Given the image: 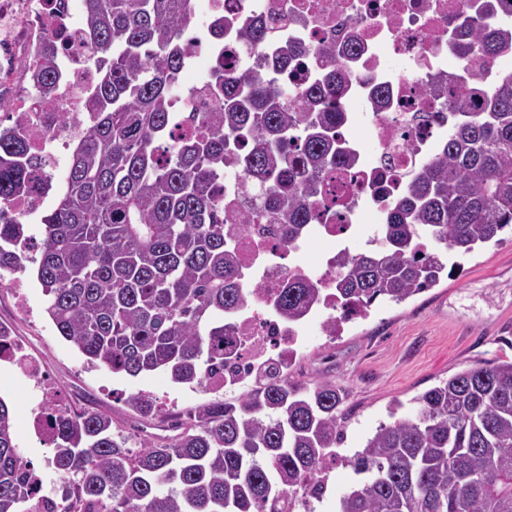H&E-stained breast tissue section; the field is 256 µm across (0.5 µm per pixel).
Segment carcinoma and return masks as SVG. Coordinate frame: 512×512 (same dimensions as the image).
Masks as SVG:
<instances>
[{"instance_id":"cac0c4a2","label":"carcinoma","mask_w":512,"mask_h":512,"mask_svg":"<svg viewBox=\"0 0 512 512\" xmlns=\"http://www.w3.org/2000/svg\"><path fill=\"white\" fill-rule=\"evenodd\" d=\"M85 2L83 39L98 68L91 126L40 217L38 255L20 246L26 225L0 217V277L34 265L46 313L89 363L194 384L224 365V313L247 300L238 256L224 244L225 147L241 145L235 162L246 189L260 194L286 240L320 223L328 210L320 174L353 162L338 139L346 104L336 48L315 52L313 81L292 95L258 69L226 75L216 67V111L183 130L170 105L195 0ZM469 26L460 56L490 63L512 52V24L491 30L474 18ZM268 41L260 25L242 35L250 55ZM35 55L31 82L57 79L55 46L40 41ZM475 97L481 108L472 112ZM448 107L456 121L410 174L369 248L337 258L338 331L348 306L402 303L512 228V74L492 86L473 78ZM33 166L22 139L1 127L0 205L31 187ZM321 292L316 282L290 280L277 309L298 319ZM341 403L329 379L269 377L204 403L172 424L178 434L137 449L110 417L85 410L52 420L51 465L102 512H279L297 488L321 486L326 456L344 440ZM389 417L361 449L340 456L354 479L334 512H512V359L464 369L407 409L391 404ZM33 471L0 398V512H21Z\"/></svg>"}]
</instances>
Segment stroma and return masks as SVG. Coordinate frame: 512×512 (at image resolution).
I'll return each instance as SVG.
<instances>
[{"mask_svg":"<svg viewBox=\"0 0 512 512\" xmlns=\"http://www.w3.org/2000/svg\"><path fill=\"white\" fill-rule=\"evenodd\" d=\"M20 279L34 317L19 316L12 289L0 284V325L11 328L47 365L56 392L77 397L79 409L110 415L136 442L139 425L153 426L160 436L170 435L172 422L208 401V394L174 383L163 372L130 377L88 364L58 335L33 273H22ZM497 358H512V232L508 230L501 242L471 254L435 287L399 304L376 301L367 316L344 324L337 336H309L300 380L324 377L342 389L346 438L338 452L344 455L362 447L371 431L387 421L390 403L408 401L439 380ZM142 391L160 398L148 418L126 404L129 396ZM0 398L14 413L21 455L42 472L50 491L68 496L70 483L49 464L52 443L32 428L29 387L14 367L3 362Z\"/></svg>","mask_w":512,"mask_h":512,"instance_id":"35a3bbf8","label":"stroma"}]
</instances>
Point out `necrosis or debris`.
Wrapping results in <instances>:
<instances>
[{
	"label": "necrosis or debris",
	"mask_w": 512,
	"mask_h": 512,
	"mask_svg": "<svg viewBox=\"0 0 512 512\" xmlns=\"http://www.w3.org/2000/svg\"><path fill=\"white\" fill-rule=\"evenodd\" d=\"M506 8L505 0H196L195 32L188 42L192 60L215 61L220 50L225 70L242 72L250 59L240 29L259 21L271 41L286 42L298 54L328 42L342 48L343 98L361 106L340 129L355 165L329 171L323 180L325 194L341 207L293 243L284 242L280 225L266 220L242 227L254 203L244 193L243 171L235 162L225 164L224 238L240 256L239 280L248 301L225 315L228 358L204 375L202 389L230 397L252 387L260 371L291 375L310 329L335 335L337 257L352 250L365 221L382 222L405 191L408 172L431 157L451 127L448 92L435 81L452 75L462 86L471 75V66L454 61L456 48L470 40L465 19L505 25L512 22ZM83 18L79 0H0V110L36 159L32 191L13 198L5 210L26 224L49 208L69 153L89 129L84 103L98 74L80 39ZM60 36L68 41L60 77L45 90L24 89L23 65L31 61L38 38ZM376 87L387 94L381 108L372 97ZM315 242L322 248L313 263L308 249ZM298 277L315 280L322 297L305 318L291 321L279 314L275 299ZM0 361L17 367L38 392L35 408L42 416L33 428L50 433L51 416L62 407L46 365L12 335L0 336Z\"/></svg>",
	"instance_id": "4bbe7bcc"
}]
</instances>
